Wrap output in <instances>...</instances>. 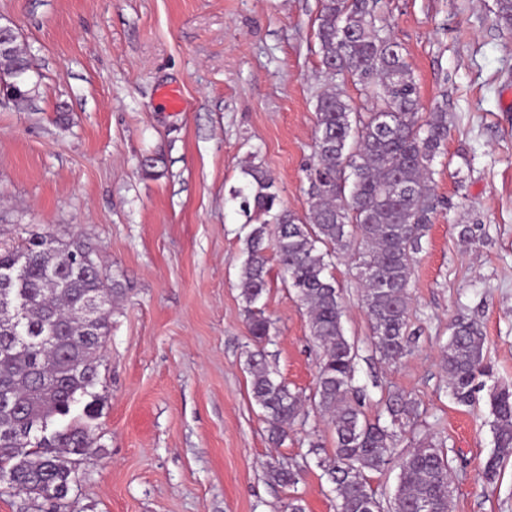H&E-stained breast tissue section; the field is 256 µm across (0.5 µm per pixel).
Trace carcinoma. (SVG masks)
Wrapping results in <instances>:
<instances>
[{"label":"carcinoma","instance_id":"1","mask_svg":"<svg viewBox=\"0 0 512 512\" xmlns=\"http://www.w3.org/2000/svg\"><path fill=\"white\" fill-rule=\"evenodd\" d=\"M380 0H320L316 38L323 83L315 95L313 163L309 168L304 217L284 206L275 180L259 164L243 169L246 181L231 191L246 216L244 259L238 277L255 350L247 359L252 398L264 412L272 438L288 435L304 415L302 393L275 377L265 344L275 335L273 320L256 307L269 284L270 258L282 281L309 314L311 336L322 347L315 406L329 416L335 449L325 473L334 484L336 512H383L369 474L393 460L397 432L416 417L415 403L395 392L386 403L389 420L371 421L352 385L356 352L345 335L341 289L333 260L349 258L360 268L362 301L371 343L380 359L397 363L411 353V297L415 255L437 211L432 162L448 138V112H420L416 83L400 45L376 25ZM497 23L512 31V0H497ZM33 69L15 47L0 55V80L11 82ZM357 81L366 103L353 105L342 85ZM37 83L18 85L10 102L20 106L36 96ZM459 237L486 236L478 224H458ZM73 242L48 244L33 227L20 244L0 243V491L32 502L54 492L60 510L75 478L74 464L95 454L100 344L109 335L112 306L96 330L78 316L85 297L100 291L94 274L69 264ZM273 252L268 256L267 252ZM25 299V314L11 328L4 301ZM442 363L448 392L470 406L489 388L493 448L483 465L492 483L512 459V386H486L490 376L480 324L459 313L449 325ZM82 412L73 415L74 407ZM67 423L46 435L42 427ZM453 459L443 440L425 439L399 460L393 512H449ZM268 479L283 486L299 481L281 463L267 467Z\"/></svg>","mask_w":512,"mask_h":512}]
</instances>
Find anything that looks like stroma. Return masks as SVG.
Returning a JSON list of instances; mask_svg holds the SVG:
<instances>
[{
    "label": "stroma",
    "instance_id": "stroma-1",
    "mask_svg": "<svg viewBox=\"0 0 512 512\" xmlns=\"http://www.w3.org/2000/svg\"><path fill=\"white\" fill-rule=\"evenodd\" d=\"M319 0H0L32 58V104L0 105V239L39 227L94 250L124 290L112 310L96 387L97 454L75 474L67 512H336L319 459L331 428L314 404L280 443L254 402L252 348L237 287L244 218L231 196L246 162L274 178L286 207L307 210L320 86L313 27ZM496 0H384L379 22L401 45L423 112L448 111L433 162L435 220L410 288L412 352L395 364L371 346L358 271L333 273L354 384L368 419L390 392L419 418L397 443L430 436L454 459L451 512H512V462L482 477L493 448L485 402L456 405L442 347L457 313L486 336L495 383L512 384V33ZM184 106L173 110L163 94ZM154 167H147V160ZM481 224L483 243L456 227ZM261 303L278 334L267 359L291 389L311 394L322 354L293 289L270 269ZM323 445L311 453L314 442ZM278 462L295 488L270 483Z\"/></svg>",
    "mask_w": 512,
    "mask_h": 512
}]
</instances>
